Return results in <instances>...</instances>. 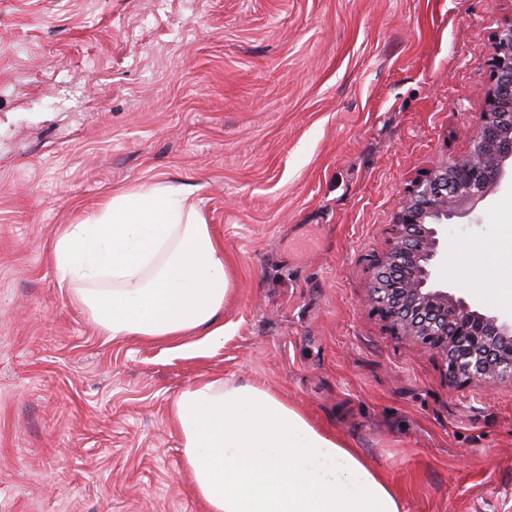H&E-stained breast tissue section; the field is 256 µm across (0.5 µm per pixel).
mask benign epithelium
I'll return each mask as SVG.
<instances>
[{
	"mask_svg": "<svg viewBox=\"0 0 512 512\" xmlns=\"http://www.w3.org/2000/svg\"><path fill=\"white\" fill-rule=\"evenodd\" d=\"M463 155L433 164L403 188L386 249L371 265L366 302L396 335L413 338L456 385L512 382V318L479 308L436 280L448 224L512 182V19L495 37L485 109Z\"/></svg>",
	"mask_w": 512,
	"mask_h": 512,
	"instance_id": "benign-epithelium-1",
	"label": "benign epithelium"
}]
</instances>
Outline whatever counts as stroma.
<instances>
[{"instance_id":"obj_1","label":"stroma","mask_w":512,"mask_h":512,"mask_svg":"<svg viewBox=\"0 0 512 512\" xmlns=\"http://www.w3.org/2000/svg\"><path fill=\"white\" fill-rule=\"evenodd\" d=\"M512 0H0V512H204L170 421L200 377L269 387L406 512H512V383L451 388L366 304L406 181L466 153ZM195 186L234 273L224 343L103 335L48 261L134 183ZM512 188L439 278L512 315Z\"/></svg>"}]
</instances>
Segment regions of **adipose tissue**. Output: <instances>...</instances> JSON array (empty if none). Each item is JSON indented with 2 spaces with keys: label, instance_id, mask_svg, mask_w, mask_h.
<instances>
[{
  "label": "adipose tissue",
  "instance_id": "ef3b65f1",
  "mask_svg": "<svg viewBox=\"0 0 512 512\" xmlns=\"http://www.w3.org/2000/svg\"><path fill=\"white\" fill-rule=\"evenodd\" d=\"M192 187L139 183L65 224L49 260L104 335L175 340L204 353L224 341L232 278ZM207 512H405L355 448L265 386L202 377L171 404Z\"/></svg>",
  "mask_w": 512,
  "mask_h": 512
}]
</instances>
